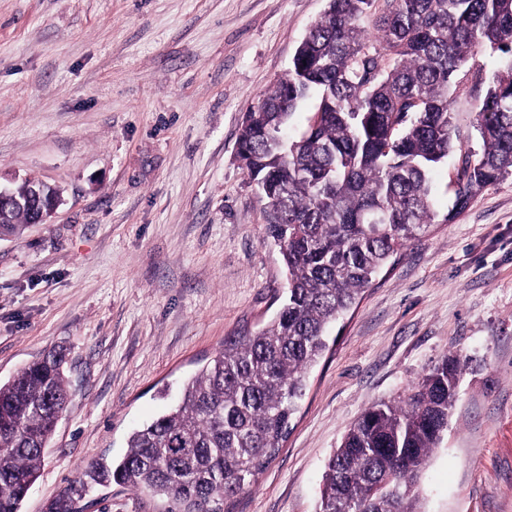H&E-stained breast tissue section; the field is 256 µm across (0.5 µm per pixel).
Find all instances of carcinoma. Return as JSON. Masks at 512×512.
<instances>
[{"label":"carcinoma","mask_w":512,"mask_h":512,"mask_svg":"<svg viewBox=\"0 0 512 512\" xmlns=\"http://www.w3.org/2000/svg\"><path fill=\"white\" fill-rule=\"evenodd\" d=\"M375 42L360 25L372 0H329L288 74L247 113L237 155L265 186V235L288 277L276 315L226 336L162 415L134 430L126 453L89 463L46 512H75L116 485L157 512H231L280 448L328 348L327 332L388 260L477 190L512 176V0H387ZM500 52L476 112L479 153L462 154L455 201L439 214L430 171L456 149L450 90L483 48ZM318 101L282 148L302 101ZM65 354L52 349L0 384V512H20L28 482L69 399ZM460 356H445L399 401L355 420L330 457L319 512H416V489L459 396Z\"/></svg>","instance_id":"carcinoma-1"}]
</instances>
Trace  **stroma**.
I'll return each instance as SVG.
<instances>
[{
	"instance_id": "stroma-1",
	"label": "stroma",
	"mask_w": 512,
	"mask_h": 512,
	"mask_svg": "<svg viewBox=\"0 0 512 512\" xmlns=\"http://www.w3.org/2000/svg\"><path fill=\"white\" fill-rule=\"evenodd\" d=\"M327 0H0V185L58 186L45 224L0 237V383L51 349L69 400L20 512L118 458L225 337L278 311L287 275L237 157ZM498 67L450 98L466 148ZM280 452L236 512H316L325 465L372 403L467 359L418 512H512V176L394 256L330 330ZM89 512H155L115 486Z\"/></svg>"
}]
</instances>
